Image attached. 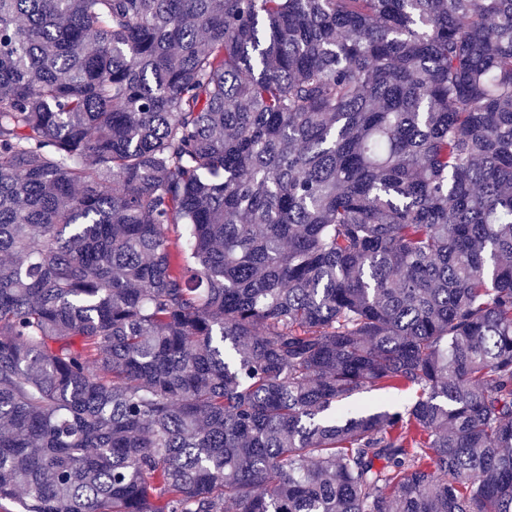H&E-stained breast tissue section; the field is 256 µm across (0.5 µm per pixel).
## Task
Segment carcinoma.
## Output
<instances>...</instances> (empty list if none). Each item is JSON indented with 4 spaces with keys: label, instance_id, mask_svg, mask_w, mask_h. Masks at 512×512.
I'll return each mask as SVG.
<instances>
[{
    "label": "carcinoma",
    "instance_id": "obj_1",
    "mask_svg": "<svg viewBox=\"0 0 512 512\" xmlns=\"http://www.w3.org/2000/svg\"><path fill=\"white\" fill-rule=\"evenodd\" d=\"M0 256V512H512V0H0ZM416 396L413 389L397 391L393 389L366 390L358 394L357 399L361 402H376L385 407L398 406L412 401Z\"/></svg>",
    "mask_w": 512,
    "mask_h": 512
}]
</instances>
